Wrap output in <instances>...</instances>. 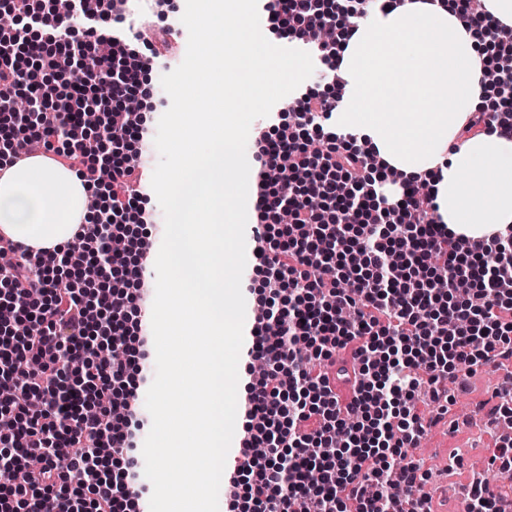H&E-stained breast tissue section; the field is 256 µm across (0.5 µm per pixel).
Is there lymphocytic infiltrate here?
I'll use <instances>...</instances> for the list:
<instances>
[{"mask_svg": "<svg viewBox=\"0 0 512 512\" xmlns=\"http://www.w3.org/2000/svg\"><path fill=\"white\" fill-rule=\"evenodd\" d=\"M370 0H276L269 27L323 53L339 84L340 42L323 28H348ZM15 19L0 37V116L44 152L77 161L76 174L98 203L93 223L73 243L34 250L14 244L0 265V460H40L24 484L0 488V512H32L48 499L55 512H134L130 456L138 416L139 320L149 214L141 184L146 128L124 111L140 84L145 51H114L122 23L113 0H6ZM96 56L93 70L80 62ZM37 108L26 125L11 108L17 95ZM334 101L302 97L291 122L255 139L265 221L255 256L266 269L271 303L253 331L252 359L266 374L251 379L244 407L254 450L235 465L228 497L246 512H426L425 474L411 451L426 432L416 407L420 385L447 410L448 383L473 368L512 359V233L471 240L441 224L434 191L417 195L392 179L375 152L335 135L308 150ZM294 221L280 225L283 204ZM467 293H459L460 282ZM120 347L121 359L102 352ZM351 348L359 371L340 405L322 375L305 365Z\"/></svg>", "mask_w": 512, "mask_h": 512, "instance_id": "obj_1", "label": "lymphocytic infiltrate"}]
</instances>
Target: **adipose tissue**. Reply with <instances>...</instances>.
Returning a JSON list of instances; mask_svg holds the SVG:
<instances>
[{"mask_svg":"<svg viewBox=\"0 0 512 512\" xmlns=\"http://www.w3.org/2000/svg\"><path fill=\"white\" fill-rule=\"evenodd\" d=\"M478 37L448 0H397L356 20L341 54L336 128L377 152L403 180L433 183L442 223L481 239L512 227V140L462 137L488 101ZM425 111H416V103ZM82 181L44 158L0 173V231L30 247L72 240L91 213Z\"/></svg>","mask_w":512,"mask_h":512,"instance_id":"1","label":"adipose tissue"}]
</instances>
